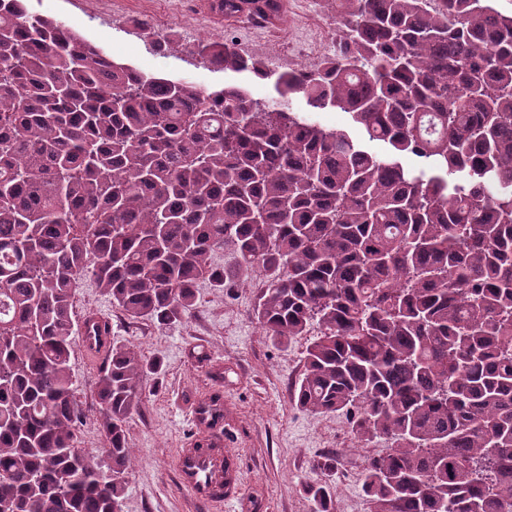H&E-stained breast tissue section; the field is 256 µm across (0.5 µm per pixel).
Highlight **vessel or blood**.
Instances as JSON below:
<instances>
[{"mask_svg": "<svg viewBox=\"0 0 512 512\" xmlns=\"http://www.w3.org/2000/svg\"><path fill=\"white\" fill-rule=\"evenodd\" d=\"M112 346L111 333L101 337H84L82 349L86 361L101 362ZM190 422L193 429L207 432L213 444L224 446L227 442L222 423H211L199 408H192ZM174 469L186 494L210 512H237L242 503L241 476L244 472L242 458L231 451L215 454L206 448H180L174 455Z\"/></svg>", "mask_w": 512, "mask_h": 512, "instance_id": "1", "label": "vessel or blood"}]
</instances>
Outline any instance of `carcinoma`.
<instances>
[{"label": "carcinoma", "instance_id": "1", "mask_svg": "<svg viewBox=\"0 0 512 512\" xmlns=\"http://www.w3.org/2000/svg\"><path fill=\"white\" fill-rule=\"evenodd\" d=\"M333 4L345 38L311 67L272 75L195 44L274 79L265 100L146 75L0 0V512H121L127 423L161 360L112 343L95 391L107 459L77 447L79 280L161 327L200 283L255 268L271 340L319 327L294 404L388 442L363 460L372 512H512V15ZM224 248L232 269L211 261ZM305 491L331 512L329 482Z\"/></svg>", "mask_w": 512, "mask_h": 512}]
</instances>
